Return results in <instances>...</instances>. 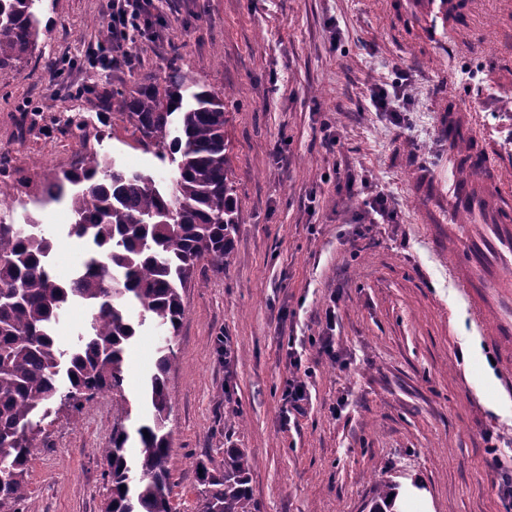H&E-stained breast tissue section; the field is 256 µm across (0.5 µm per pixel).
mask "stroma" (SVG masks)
I'll return each mask as SVG.
<instances>
[{"label":"stroma","mask_w":512,"mask_h":512,"mask_svg":"<svg viewBox=\"0 0 512 512\" xmlns=\"http://www.w3.org/2000/svg\"><path fill=\"white\" fill-rule=\"evenodd\" d=\"M457 34L426 42L402 0H165L131 67H90L106 0H40L42 55L0 77V167L12 174L0 222L33 213L70 280L86 243L67 203L39 204L46 180L81 150L65 129L124 169L168 184L172 164L107 106L112 91L162 87L175 68L224 100L229 178L241 222L222 269L200 260L172 339L171 500L196 512L192 462L242 448L258 512H371L395 486L403 512H504L512 470V335L475 323L449 270L448 222L413 194L448 163L437 108L464 118L512 178V0H462ZM395 84L404 118L376 112ZM368 178L396 216L358 236ZM334 309L336 358L320 350ZM162 331L145 322L128 349L122 395L51 415L33 449L22 512H104L101 454L117 410L141 420L144 376ZM311 371L303 416L285 417L290 352ZM344 408H337V401Z\"/></svg>","instance_id":"stroma-1"}]
</instances>
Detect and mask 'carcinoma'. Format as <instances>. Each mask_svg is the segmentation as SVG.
Listing matches in <instances>:
<instances>
[{
	"label": "carcinoma",
	"mask_w": 512,
	"mask_h": 512,
	"mask_svg": "<svg viewBox=\"0 0 512 512\" xmlns=\"http://www.w3.org/2000/svg\"><path fill=\"white\" fill-rule=\"evenodd\" d=\"M37 0H0V74L39 49ZM185 78L177 69L164 93L112 92V110L127 117L140 142L175 164L172 187L160 190L154 177L127 171L87 148L79 131L80 163L44 184L40 202L68 199L74 215L69 235L88 245L75 276L58 281L48 268L52 238L17 232L0 223V509L20 512L27 495V462L42 433L44 413L79 411L105 391H123L128 348L137 325L130 306L174 334L184 314L182 292L197 262L221 268L240 222L236 192L228 177L224 143V101L202 87L183 104ZM90 309L88 332L67 351L55 338L63 308L72 300ZM174 359L171 339L157 350L143 392L150 419L129 432L121 425L102 454L108 464L111 497L106 512H173L170 494L168 375ZM137 455L127 454L131 436ZM195 469L198 512H258L250 488L251 458L241 448L224 449V463ZM125 489H120V486ZM394 487L379 484L372 512H396Z\"/></svg>",
	"instance_id": "obj_1"
}]
</instances>
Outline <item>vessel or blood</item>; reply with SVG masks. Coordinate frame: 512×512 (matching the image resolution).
Listing matches in <instances>:
<instances>
[{"label": "vessel or blood", "instance_id": "b4317fda", "mask_svg": "<svg viewBox=\"0 0 512 512\" xmlns=\"http://www.w3.org/2000/svg\"><path fill=\"white\" fill-rule=\"evenodd\" d=\"M428 39L450 33L456 0H408ZM448 166L431 174L435 193L448 204L458 240L451 274L471 301V315L496 336L512 335V291L500 272L512 265V186L495 173L488 150L455 113H439Z\"/></svg>", "mask_w": 512, "mask_h": 512}]
</instances>
